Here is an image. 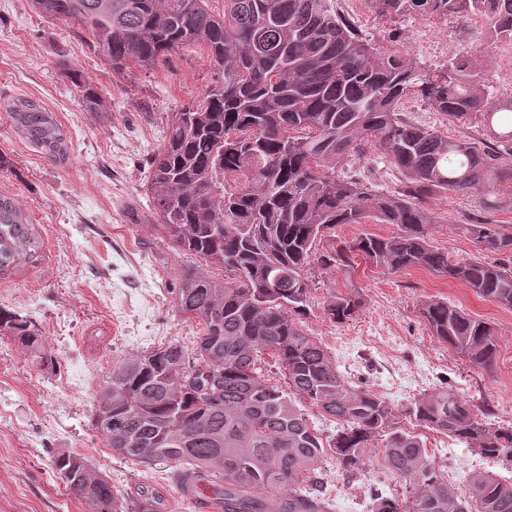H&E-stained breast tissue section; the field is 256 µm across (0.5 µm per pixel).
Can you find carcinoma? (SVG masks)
<instances>
[{
  "mask_svg": "<svg viewBox=\"0 0 512 512\" xmlns=\"http://www.w3.org/2000/svg\"><path fill=\"white\" fill-rule=\"evenodd\" d=\"M32 0L38 13L73 23L115 71L149 69L184 47L199 46L215 83L167 113L164 143L149 163L147 193L157 225L178 249L224 279L202 271L179 282L176 308L201 325L196 346L178 343L122 360L106 375L93 422L118 455L172 468L177 493L193 498L205 482L220 512H330L316 480L327 460L343 473L365 470L370 450L405 481V495L370 494L368 512H469L417 429L448 436L483 458L512 464V425H493L451 387L395 411L370 387L351 382L308 335L303 319L316 267L348 271L361 257L390 273L413 267L465 284L478 297L512 308V232L474 219L459 229L498 258L450 261L428 239V202L439 194L481 197L512 189V95L489 89L477 58L463 50L433 69L386 54L356 33L332 0ZM381 18L410 14L482 19L490 41L512 42V0H366ZM83 105L99 94L68 68ZM421 100L448 123L482 116L480 138L448 137L409 121L401 110ZM14 133L36 153L64 162L69 143L53 112L37 101L7 102ZM379 151L403 176L393 194L336 176V165ZM393 224L390 237L363 234L339 245L325 234L339 224ZM325 241L319 250L317 242ZM43 239L11 197L0 196V277L35 266ZM279 274L268 288L270 272ZM363 306L355 291L325 301L343 323ZM429 334L469 365L495 367L499 343L489 324L446 301L425 302ZM0 333L45 364L42 332L0 308ZM271 351L284 386L266 374ZM336 423L324 433L301 402ZM53 465L90 512H159V500L119 499L103 475L86 483V458L63 450ZM476 512H512V484L476 471L468 477Z\"/></svg>",
  "mask_w": 512,
  "mask_h": 512,
  "instance_id": "1",
  "label": "carcinoma"
}]
</instances>
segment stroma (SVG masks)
<instances>
[{"label":"stroma","instance_id":"35a3bbf8","mask_svg":"<svg viewBox=\"0 0 512 512\" xmlns=\"http://www.w3.org/2000/svg\"><path fill=\"white\" fill-rule=\"evenodd\" d=\"M337 7L381 51L400 50L413 65L434 67L467 49L498 93L512 91L498 80L500 60L482 20L410 16L384 22L358 0H338ZM69 67L96 86L97 110L78 99L65 75ZM214 78L206 53L196 47L151 69L132 65L115 72L76 25L41 16L31 0H0V104L37 100L54 112L70 147L65 162L42 157L0 111V153L12 162L0 170V196L16 199L44 240L37 265L0 278V307L32 321L55 358L48 366L32 363L0 335V512H89L53 469V453L61 448L83 454L109 477L117 496L132 499L145 491L162 499L161 512H187L166 468L118 456L92 419L115 363L172 342L193 347L200 334L198 322L180 316L174 303L179 278L197 265L154 229L146 185L168 113ZM404 113L453 138L482 131L474 119L448 123L416 98ZM340 173L386 194L402 185L398 169L377 152L350 161ZM496 203L486 211L475 197H436L430 242L453 260L477 257L460 227L480 215L512 227V193L497 192ZM352 288L365 300L362 310L343 323L330 320L324 301L334 290ZM429 299L455 304L493 327L500 344L493 370L469 366L429 335L420 314ZM310 303V336L328 348L347 379L367 384L395 408L447 385L487 411L489 422L512 421V309L423 268L390 274L364 260L349 274L316 270ZM422 438L460 498L469 497L467 478L475 471L512 483V465L480 458L445 435L426 430ZM321 481L332 512H366L372 490L399 495L405 484L374 450L359 476L343 477L330 461Z\"/></svg>","mask_w":512,"mask_h":512}]
</instances>
